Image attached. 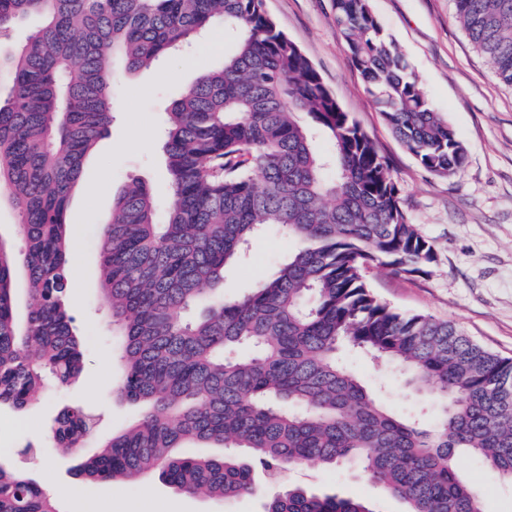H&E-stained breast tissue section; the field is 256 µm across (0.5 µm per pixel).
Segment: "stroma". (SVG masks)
I'll use <instances>...</instances> for the list:
<instances>
[{"label": "stroma", "mask_w": 512, "mask_h": 512, "mask_svg": "<svg viewBox=\"0 0 512 512\" xmlns=\"http://www.w3.org/2000/svg\"><path fill=\"white\" fill-rule=\"evenodd\" d=\"M332 0H265L268 13L308 56L342 108L350 112L389 163L413 224L432 245L435 260L424 274L395 276L381 266L365 278L383 303L408 313L450 320L475 342L512 358V88L496 78L452 15L451 0H371L380 24L397 41L436 111L446 113L468 151V163L453 179L421 167L396 140L365 90L359 72L333 21ZM233 49L223 25L190 49L154 63L118 82V106L108 135L84 163L81 184L71 201V226L79 250L69 267L76 281L70 303L84 349V370L68 387L50 385L41 402L17 412L0 408V459H16L25 446L36 449L27 463L40 485L59 496L64 512L77 501L107 504L112 512H262L270 487L256 475V496L225 501L189 495L147 475L132 483L122 478L90 482L77 475L76 455L56 448L48 435L54 415L67 405L99 417L84 450L101 446L122 432L140 406L115 391L95 390L103 372L120 380V338L100 297L97 262L100 224L112 198L140 179L153 189L159 205L171 190L165 177L162 130L172 98L201 69L217 66ZM149 130L153 145L141 149L132 139ZM294 244L270 230L254 237L238 265L224 272V294L238 297L271 275ZM370 387L383 388L394 409L413 412L416 398L404 385L399 367L375 363L360 354L344 357ZM462 477L479 493L485 512H512V485L498 481L479 462L461 458ZM290 482L322 494L370 499L379 512H405L399 499L377 492L357 470L317 467L289 472Z\"/></svg>", "instance_id": "35a3bbf8"}]
</instances>
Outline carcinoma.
Masks as SVG:
<instances>
[{
    "instance_id": "1",
    "label": "carcinoma",
    "mask_w": 512,
    "mask_h": 512,
    "mask_svg": "<svg viewBox=\"0 0 512 512\" xmlns=\"http://www.w3.org/2000/svg\"><path fill=\"white\" fill-rule=\"evenodd\" d=\"M475 50L512 86V0H453ZM351 64L396 138L445 179L467 164L370 0H332ZM41 18L19 52L0 50V407L23 411L50 380L76 382L66 229L84 161L108 134L115 71L132 75L224 23L234 49L172 100L163 150L172 194L157 220L134 180L101 224L100 293L122 339L119 396L142 415L78 465L90 481L156 472L192 495L277 491L263 512H377L284 479L294 467L356 465L407 512H484L459 475L469 454L512 484V359L452 321L372 293V264L424 272L432 245L412 224L390 166L264 0H0V46ZM331 142L321 152L317 137ZM277 227L295 248L265 280L224 297V268ZM24 312H18L21 296ZM345 349L399 365L424 402L404 415L345 364ZM97 424L64 407L50 432L76 450ZM224 449L220 456L189 452ZM0 512H63L22 464L0 460Z\"/></svg>"
}]
</instances>
